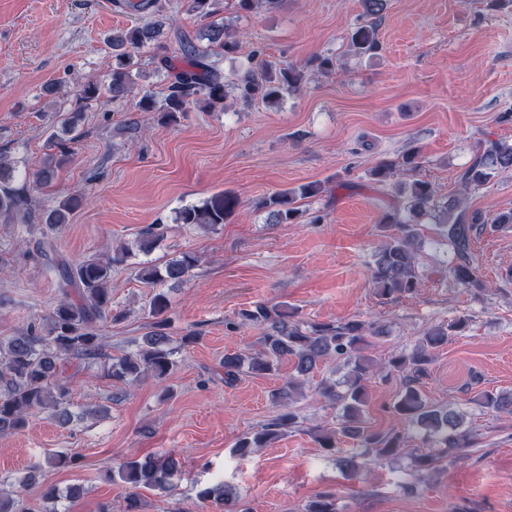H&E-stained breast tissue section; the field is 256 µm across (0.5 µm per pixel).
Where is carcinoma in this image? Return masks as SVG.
Masks as SVG:
<instances>
[{"label":"carcinoma","instance_id":"carcinoma-1","mask_svg":"<svg viewBox=\"0 0 512 512\" xmlns=\"http://www.w3.org/2000/svg\"><path fill=\"white\" fill-rule=\"evenodd\" d=\"M363 7L365 20L350 34V47L359 56L373 54L379 49L377 23L387 8V0H363ZM166 34L165 18L159 15L147 23L117 30L109 36L112 63L108 83L104 87L95 82L84 85L75 99L74 111L63 121L61 131L48 136L50 146L60 151L58 162L68 156L65 135L81 121L82 111L100 101L105 93L115 101L126 97L136 80L143 77L136 61L138 52L150 46L164 48ZM207 40L210 46L201 47L179 39L177 54L160 57V63L172 71V75L163 88L161 100L146 91L139 101L138 111L156 112L162 122L171 124L178 122L191 104L201 100L211 108H222L228 93L232 92L245 105L256 99L278 103L301 84L303 75L294 67L279 70L265 67L259 61L263 54L260 46L244 54L243 64L228 84L224 80V71L211 60L212 48H220L227 57L241 53L242 42L236 30L228 25L211 26ZM508 168H512V145L489 141L461 174V183L464 186L480 185L494 177L498 170ZM319 191L316 184H302L269 196L262 201V207L268 211L270 223L292 224L300 214L297 202L311 198ZM398 196L401 197L399 203L385 212L381 220L386 241L374 254L373 284L377 296L390 300L417 293L419 256L423 248L417 219L421 216L436 218L448 240L452 253V260L445 265L448 276L464 288H484L479 266L471 252L472 234L481 217L476 213L466 216L465 212L458 211V204L453 200L439 201L432 184L423 179H414L400 187ZM84 204L83 197L68 195L40 211L34 210L29 177L20 172L17 161L0 149V215L18 216L26 225H45L49 235L39 242L38 251L44 260L45 272L56 279L59 290V298L47 317L34 318L16 335L0 339V436L23 429L28 417L35 412H46L63 425L70 423L68 389L61 378L64 357L96 362L105 356V343L98 333V326L109 319L118 320V316L112 314V292L108 287L112 265L126 261L131 249L122 245L107 259L88 257L76 263L56 257L50 233L65 227L70 215ZM239 204L235 193L221 191L197 205L178 210L175 222L214 230L234 214ZM166 230L164 224L147 225L136 240L137 249L150 252ZM198 262L196 254L184 252L161 266L142 264L139 275L144 283L152 286L178 285L192 276ZM168 307L167 293H155L150 307L152 330L143 336L136 351L112 360L114 382L135 385L144 373L163 378L176 366L171 338L166 333ZM240 321L262 330L259 351L249 355H224V383L227 385L238 381L245 370L271 373L289 360L292 374L276 398L288 399L291 406L293 395L302 392L320 363L336 358L348 367L343 390H336L335 384L326 380L316 387L320 396L341 406L340 419L336 425L320 429L317 442L320 447L337 454L336 464L345 477L355 479L371 472V462L398 457L409 442V427L429 448L427 452L415 454L416 466L421 469L431 468L461 448L475 447L474 435L464 429L465 415L448 405L430 402L419 388V381L427 374L434 351L462 335L468 325L467 319L460 317L427 329L412 349L396 351L384 362L365 354L371 346L370 339L383 334L382 327L359 320L306 324L294 319V313L286 306L266 302L241 312ZM385 371L395 372L403 379L402 388L391 407L403 428L381 434L368 425L365 411L368 384L375 374ZM476 402L486 412L512 413L510 393L486 390L477 396ZM295 424L293 411L282 413L260 430L240 439L236 448L243 456L249 454L256 448L265 447ZM344 439L356 443L362 452H343L339 444ZM176 469L177 460L173 457L149 455L121 464L113 475L134 488L164 490L171 485L170 479ZM199 499L210 503L211 512H248L221 483L200 492ZM306 512H337L336 496L330 493L318 495Z\"/></svg>","mask_w":512,"mask_h":512}]
</instances>
